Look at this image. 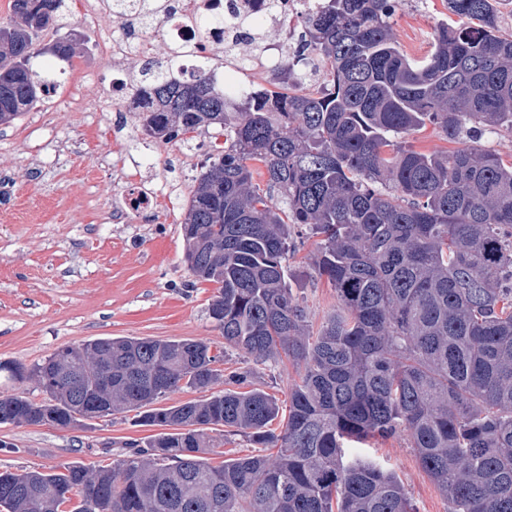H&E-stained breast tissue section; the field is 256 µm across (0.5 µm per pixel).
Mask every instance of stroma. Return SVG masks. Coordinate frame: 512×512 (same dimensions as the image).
<instances>
[{"instance_id": "1", "label": "stroma", "mask_w": 512, "mask_h": 512, "mask_svg": "<svg viewBox=\"0 0 512 512\" xmlns=\"http://www.w3.org/2000/svg\"><path fill=\"white\" fill-rule=\"evenodd\" d=\"M69 6L76 54L68 62L48 53L34 61L54 81L55 95L0 125V362L29 369L61 348L102 337L203 340L223 350L227 370H254V387L287 406L297 379L291 362L257 364L226 347L207 314L216 286L194 282L184 261L181 226L195 185L185 156L205 163L223 147V130L202 128L176 143L135 139L139 115L115 116L112 61L98 48L103 28L121 29L109 19L82 20L80 0ZM446 15L443 0H401L393 38L410 57H424ZM152 179L171 196L114 223L125 197ZM313 251L305 242L288 270L315 330L337 301L314 277ZM153 433L129 413L70 429L0 425V471L73 461L105 466L126 443ZM367 454L398 475L418 512H448L406 435L372 444Z\"/></svg>"}]
</instances>
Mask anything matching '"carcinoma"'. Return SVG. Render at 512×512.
<instances>
[{
    "label": "carcinoma",
    "instance_id": "carcinoma-1",
    "mask_svg": "<svg viewBox=\"0 0 512 512\" xmlns=\"http://www.w3.org/2000/svg\"><path fill=\"white\" fill-rule=\"evenodd\" d=\"M506 3L446 0L457 20L437 24L417 61L392 36L399 0H320L293 52L238 101L207 71L144 68L148 136L224 128L184 219L185 260L217 285L208 312L224 345L296 367L288 414L202 340L65 347L29 371L43 400L0 395V424L66 429L133 411L162 432L110 467L0 472V509L416 512L394 472L355 453L404 432L448 512H512V161L478 145L512 131ZM69 12V0H11L1 125L50 94L32 59ZM429 124L453 147L403 145ZM296 227L319 238L313 270L336 291L315 332L288 282ZM183 388L209 395L154 407ZM226 432L276 453L212 466Z\"/></svg>",
    "mask_w": 512,
    "mask_h": 512
}]
</instances>
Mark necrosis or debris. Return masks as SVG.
Returning <instances> with one entry per match:
<instances>
[{
  "mask_svg": "<svg viewBox=\"0 0 512 512\" xmlns=\"http://www.w3.org/2000/svg\"><path fill=\"white\" fill-rule=\"evenodd\" d=\"M318 4L319 0H167L156 31L184 76H192L202 63L211 61L217 48L225 51L226 67L248 75L268 70L290 46L285 39L254 49L248 42L253 31L262 25L284 27ZM83 8L87 18L112 17L122 28L119 36L104 34L99 48L111 57L118 73L112 95L119 100L120 111H133L135 104L126 96L130 80L121 69L127 57L147 48L144 35L136 30L142 4L140 0H84Z\"/></svg>",
  "mask_w": 512,
  "mask_h": 512,
  "instance_id": "1",
  "label": "necrosis or debris"
}]
</instances>
